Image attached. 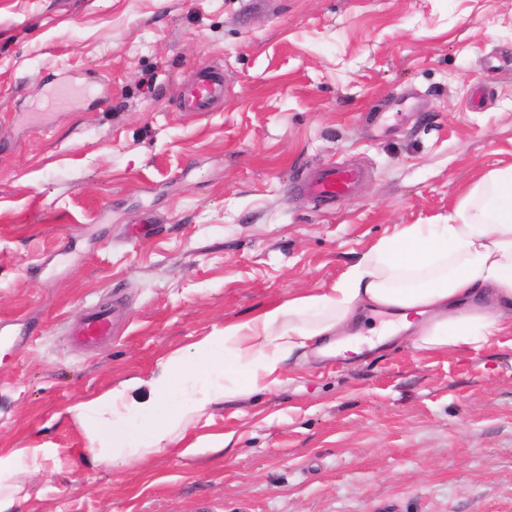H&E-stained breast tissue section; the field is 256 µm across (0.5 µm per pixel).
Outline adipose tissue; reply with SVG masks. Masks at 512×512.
<instances>
[{
  "instance_id": "obj_1",
  "label": "adipose tissue",
  "mask_w": 512,
  "mask_h": 512,
  "mask_svg": "<svg viewBox=\"0 0 512 512\" xmlns=\"http://www.w3.org/2000/svg\"><path fill=\"white\" fill-rule=\"evenodd\" d=\"M393 317L368 346L410 336L425 352L491 345L512 313V165L480 174L454 212L435 224H404L381 238L325 290L291 297L224 327L98 397L65 407L83 424V456L104 469L140 466L165 451H219L229 441L191 440L214 404L272 391L289 366L345 336L367 311ZM51 448L0 455V512H12Z\"/></svg>"
}]
</instances>
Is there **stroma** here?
<instances>
[{
  "mask_svg": "<svg viewBox=\"0 0 512 512\" xmlns=\"http://www.w3.org/2000/svg\"><path fill=\"white\" fill-rule=\"evenodd\" d=\"M0 0V454L53 448L14 512H512V324L308 359L217 406L228 452L122 473L58 412L267 304L512 165V0ZM222 105L180 112L194 71ZM95 88L59 106L58 78ZM363 167L352 197L294 182ZM112 310L103 345L73 342ZM112 318L108 309L89 307L82 322V326L72 333L76 340L84 345H97L104 339L112 336Z\"/></svg>",
  "mask_w": 512,
  "mask_h": 512,
  "instance_id": "obj_1",
  "label": "stroma"
}]
</instances>
